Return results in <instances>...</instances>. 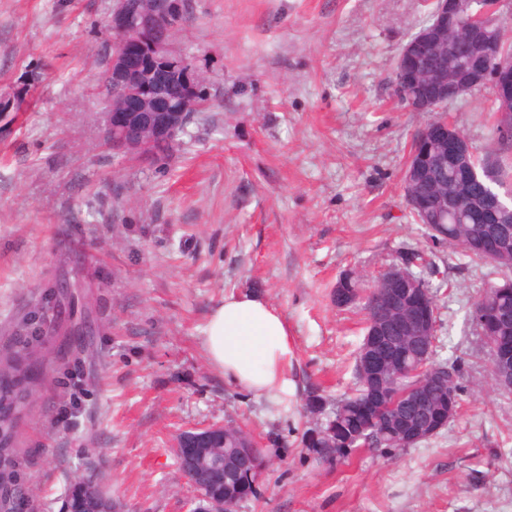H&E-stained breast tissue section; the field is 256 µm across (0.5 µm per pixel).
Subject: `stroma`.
<instances>
[{
	"mask_svg": "<svg viewBox=\"0 0 512 512\" xmlns=\"http://www.w3.org/2000/svg\"><path fill=\"white\" fill-rule=\"evenodd\" d=\"M112 4L0 0V95L30 101L0 114V350L35 349L48 375L16 429L19 512H62L79 479L125 512H187L176 440L228 423L269 454L238 512H512V395L471 317L482 284L412 223L403 191L426 116L398 102L394 72L432 0H187L174 45L209 106L170 157L122 165L97 96ZM490 95L448 105L477 147ZM410 250L440 269L437 357L460 367L458 413L414 447L319 466L300 443L306 392L344 393L365 335L336 284L371 286ZM63 281L73 323L94 326L64 357L62 336L22 332ZM243 292L288 323L287 397L236 390L207 360L212 309Z\"/></svg>",
	"mask_w": 512,
	"mask_h": 512,
	"instance_id": "35a3bbf8",
	"label": "stroma"
}]
</instances>
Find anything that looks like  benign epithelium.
<instances>
[{
	"label": "benign epithelium",
	"mask_w": 512,
	"mask_h": 512,
	"mask_svg": "<svg viewBox=\"0 0 512 512\" xmlns=\"http://www.w3.org/2000/svg\"><path fill=\"white\" fill-rule=\"evenodd\" d=\"M468 0H434L427 25L412 35L402 47L394 75L398 98L413 112H443L448 103L489 87L499 99L502 115L501 131L512 133V63H499L490 67L481 49L495 46L496 38L487 19L502 12L505 0H484L481 14L471 16L468 35L480 49L479 59L464 75L452 79L433 77L424 72V63L435 51L436 45L452 32L464 17ZM177 0H150L139 12L126 7V0H114L109 30L112 33V60L106 80L112 85V102L102 112L104 133L111 137L112 152L151 159L149 149L162 145L184 130L188 123L185 110L187 100L199 94V78L192 72L184 57L175 49L172 39L158 32L161 13L176 9ZM441 146L451 149L458 166L466 168L468 157L474 152L471 142L444 116L434 117L423 124L410 144L403 175V188L409 208L416 214H425L433 208L448 209L442 197H432L415 191L420 181L424 161L430 149ZM506 210L503 198L495 193L484 194L480 208L467 213V219L488 221L497 219ZM381 280L391 288L386 296L390 318L405 333L435 341L438 332V311L429 292L419 285L411 263L405 259L389 266L381 273ZM361 290L347 287V280L336 284L334 297L341 307L360 299ZM489 297L481 298L476 309L475 322L480 336L490 351V371L498 376L505 388H512V353L502 350L496 339L498 321L488 308ZM365 343L359 352V364L376 363L392 375L412 371L411 361L397 348L377 353L385 325L369 319ZM372 396L355 404L354 417L360 424L375 408L376 401H390L394 386L380 375ZM458 394L448 393V406L440 418L424 427H410L386 416L382 422L383 434L401 447H411L446 427L455 417ZM206 431L214 441L224 442L228 426L212 424L200 429L183 431L178 439L176 454L187 479L204 475V482L193 484V508L189 512H228L224 500V455L207 445L197 446V433ZM363 428L339 432L337 456L342 458L363 447ZM123 507L110 499L92 497L86 486L78 484L70 490L64 512H122Z\"/></svg>",
	"instance_id": "1"
}]
</instances>
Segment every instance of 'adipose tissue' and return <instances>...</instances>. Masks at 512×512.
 I'll use <instances>...</instances> for the list:
<instances>
[{
	"label": "adipose tissue",
	"instance_id": "ef3b65f1",
	"mask_svg": "<svg viewBox=\"0 0 512 512\" xmlns=\"http://www.w3.org/2000/svg\"><path fill=\"white\" fill-rule=\"evenodd\" d=\"M203 348L211 365L235 387L281 397L293 386L288 325L260 295L225 296L209 316Z\"/></svg>",
	"mask_w": 512,
	"mask_h": 512
}]
</instances>
